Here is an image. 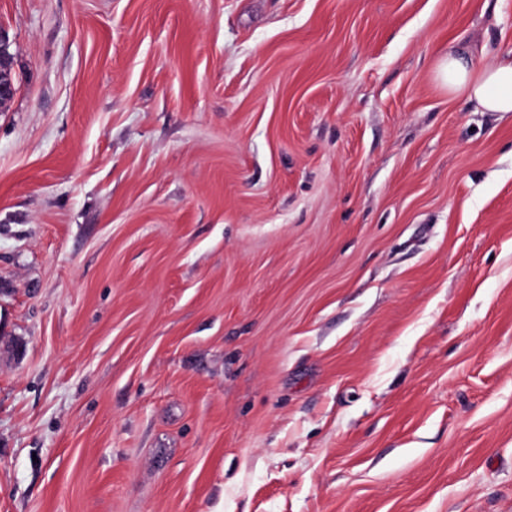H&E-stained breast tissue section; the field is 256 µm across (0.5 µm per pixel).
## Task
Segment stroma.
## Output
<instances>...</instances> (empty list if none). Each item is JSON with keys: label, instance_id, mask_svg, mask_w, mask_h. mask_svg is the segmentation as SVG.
Segmentation results:
<instances>
[{"label": "stroma", "instance_id": "1", "mask_svg": "<svg viewBox=\"0 0 512 512\" xmlns=\"http://www.w3.org/2000/svg\"><path fill=\"white\" fill-rule=\"evenodd\" d=\"M0 30V512H512V0ZM437 81L450 94H465L482 112H512V56L481 64L463 51H448L435 65Z\"/></svg>", "mask_w": 512, "mask_h": 512}]
</instances>
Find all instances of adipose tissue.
I'll list each match as a JSON object with an SVG mask.
<instances>
[{
    "label": "adipose tissue",
    "instance_id": "adipose-tissue-1",
    "mask_svg": "<svg viewBox=\"0 0 512 512\" xmlns=\"http://www.w3.org/2000/svg\"><path fill=\"white\" fill-rule=\"evenodd\" d=\"M437 81L449 93L464 94L484 112H512V56L481 64L461 51H449L435 65Z\"/></svg>",
    "mask_w": 512,
    "mask_h": 512
}]
</instances>
